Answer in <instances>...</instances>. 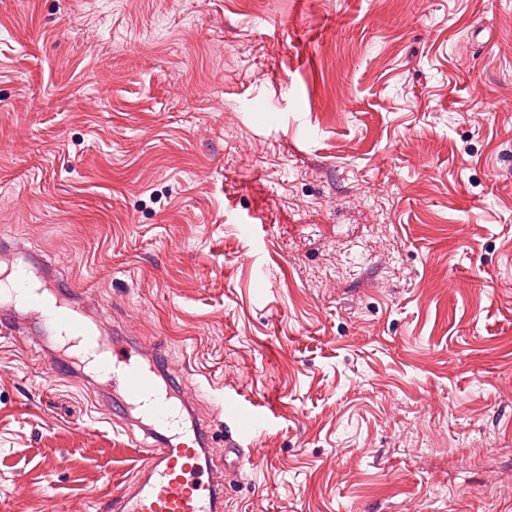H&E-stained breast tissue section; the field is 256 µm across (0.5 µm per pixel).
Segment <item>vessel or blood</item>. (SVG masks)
Returning <instances> with one entry per match:
<instances>
[{
	"label": "vessel or blood",
	"mask_w": 512,
	"mask_h": 512,
	"mask_svg": "<svg viewBox=\"0 0 512 512\" xmlns=\"http://www.w3.org/2000/svg\"><path fill=\"white\" fill-rule=\"evenodd\" d=\"M24 315L55 338L71 364L93 369L107 388L120 393L118 410L124 420L151 440L147 464L132 484L111 496V512H222L224 476L248 462L243 443L268 419L258 403L225 398L224 447L236 460L222 467L202 466L201 450L210 445L211 435L202 426L193 436L184 435L178 407L159 381L150 353L133 343L106 342L82 307L61 296L39 265L0 273V329L23 335Z\"/></svg>",
	"instance_id": "vessel-or-blood-1"
}]
</instances>
